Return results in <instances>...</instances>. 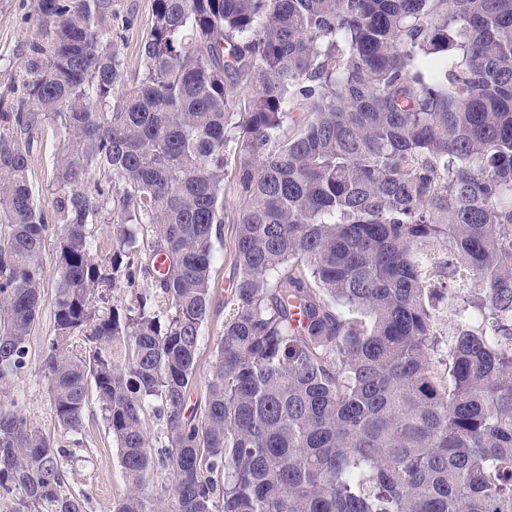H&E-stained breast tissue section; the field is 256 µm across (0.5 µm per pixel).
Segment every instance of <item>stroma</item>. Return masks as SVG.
<instances>
[{"instance_id": "1", "label": "stroma", "mask_w": 512, "mask_h": 512, "mask_svg": "<svg viewBox=\"0 0 512 512\" xmlns=\"http://www.w3.org/2000/svg\"><path fill=\"white\" fill-rule=\"evenodd\" d=\"M33 0H0V101L13 98L9 90L12 75L20 74L30 53L32 42L40 38L31 18ZM152 0H118L121 14L132 16L133 26L126 30L120 51L129 76L142 71L140 46L152 20ZM62 144L55 134L45 133L34 154L31 165L33 188L42 204H50L49 186L52 181V162ZM238 200L232 182L224 184V224L222 238L214 244V272L210 317L200 339L197 366L198 385L189 395V403L202 399L205 382L213 361V349L221 336L224 322L230 313L229 300L235 284L233 254L236 238L235 219ZM62 226L50 220L42 257L44 298L35 330L30 339V358L27 371L16 378L12 390L0 396V406L22 407L33 425L50 434L67 456L69 486L86 496V512H113L116 502L125 492V482L119 463L118 449L108 433L97 400H90L80 434L60 430L48 394V380L43 360L48 340L55 333L54 293L58 279L57 241Z\"/></svg>"}]
</instances>
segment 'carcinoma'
<instances>
[{
  "label": "carcinoma",
  "mask_w": 512,
  "mask_h": 512,
  "mask_svg": "<svg viewBox=\"0 0 512 512\" xmlns=\"http://www.w3.org/2000/svg\"><path fill=\"white\" fill-rule=\"evenodd\" d=\"M33 9L47 41L0 112V394L42 304L29 175L49 129L48 391L78 432L94 387L115 512H512V0H152L132 83L115 0ZM97 168L109 187L89 190ZM229 177L238 278L188 412ZM145 275L136 306L98 305ZM64 457L0 407L10 512H86Z\"/></svg>",
  "instance_id": "cac0c4a2"
}]
</instances>
